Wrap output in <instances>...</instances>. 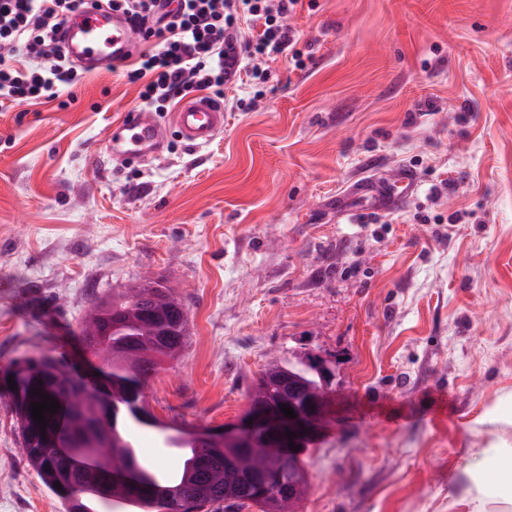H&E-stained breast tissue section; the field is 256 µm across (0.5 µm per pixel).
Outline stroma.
<instances>
[{"label":"stroma","instance_id":"stroma-1","mask_svg":"<svg viewBox=\"0 0 512 512\" xmlns=\"http://www.w3.org/2000/svg\"><path fill=\"white\" fill-rule=\"evenodd\" d=\"M288 22L303 68L271 63L199 149L163 112L157 154H108L138 87L103 68L67 107L0 112V366L83 364L87 310L162 278L190 340L154 416L222 428L262 369L313 353L332 424L298 512H448L512 395V0H318ZM405 170L406 204L339 219L362 179ZM135 438L142 463L177 467L156 428ZM0 512H64L1 403Z\"/></svg>","mask_w":512,"mask_h":512}]
</instances>
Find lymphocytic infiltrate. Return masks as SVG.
Returning <instances> with one entry per match:
<instances>
[{
	"instance_id": "lymphocytic-infiltrate-1",
	"label": "lymphocytic infiltrate",
	"mask_w": 512,
	"mask_h": 512,
	"mask_svg": "<svg viewBox=\"0 0 512 512\" xmlns=\"http://www.w3.org/2000/svg\"><path fill=\"white\" fill-rule=\"evenodd\" d=\"M303 0H0V109L60 98L82 78L59 33L89 6L123 11L146 46L125 76L138 106L164 112L188 93L223 97L231 78L262 84L267 62L304 65L288 17Z\"/></svg>"
}]
</instances>
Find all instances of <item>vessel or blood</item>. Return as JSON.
<instances>
[{
    "label": "vessel or blood",
    "instance_id": "vessel-or-blood-1",
    "mask_svg": "<svg viewBox=\"0 0 512 512\" xmlns=\"http://www.w3.org/2000/svg\"><path fill=\"white\" fill-rule=\"evenodd\" d=\"M130 32L131 24L125 15L105 9L76 13L65 24L61 35L70 58L92 71L133 54ZM172 121L187 144L201 148L223 131L224 107L212 98L195 95L178 105ZM164 135L165 130L153 113L138 110L114 123L106 134L105 146L113 156L142 161L157 151ZM417 185L416 175L409 170L392 183L364 179L355 189L356 195L364 200V207L342 209L341 215L348 222H357L380 210L382 205L401 203L416 191Z\"/></svg>",
    "mask_w": 512,
    "mask_h": 512
}]
</instances>
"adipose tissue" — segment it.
I'll list each match as a JSON object with an SVG mask.
<instances>
[{
  "label": "adipose tissue",
  "instance_id": "obj_1",
  "mask_svg": "<svg viewBox=\"0 0 512 512\" xmlns=\"http://www.w3.org/2000/svg\"><path fill=\"white\" fill-rule=\"evenodd\" d=\"M463 472L466 486L456 501L462 512H491L494 503L512 506V444L493 441L472 449Z\"/></svg>",
  "mask_w": 512,
  "mask_h": 512
}]
</instances>
